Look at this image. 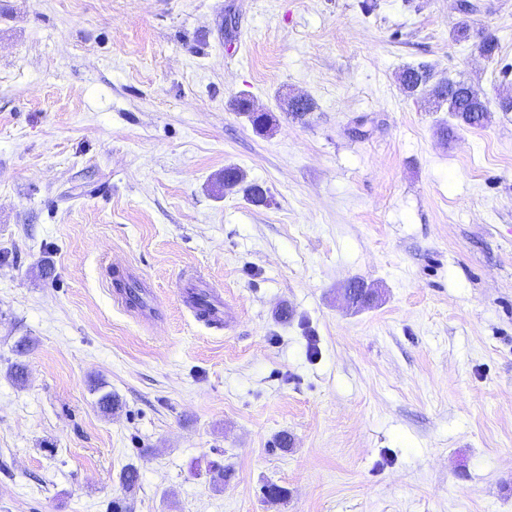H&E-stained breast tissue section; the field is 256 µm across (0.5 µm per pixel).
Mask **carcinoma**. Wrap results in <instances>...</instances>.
I'll return each instance as SVG.
<instances>
[{"label": "carcinoma", "instance_id": "1", "mask_svg": "<svg viewBox=\"0 0 512 512\" xmlns=\"http://www.w3.org/2000/svg\"><path fill=\"white\" fill-rule=\"evenodd\" d=\"M398 81L403 90L410 96L428 94L436 106L447 105L448 112L460 126H482L488 120L491 108L484 99L471 95L472 86L464 81H432L431 69L426 64H418L403 68L398 74ZM237 108L245 114L252 126L267 132L275 125V118L269 112H253L247 99L242 98L236 103ZM222 189L232 191L239 187L246 199L260 204L263 200L260 185L245 183L244 173L235 167L224 169Z\"/></svg>", "mask_w": 512, "mask_h": 512}]
</instances>
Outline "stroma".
<instances>
[{"instance_id":"obj_1","label":"stroma","mask_w":512,"mask_h":512,"mask_svg":"<svg viewBox=\"0 0 512 512\" xmlns=\"http://www.w3.org/2000/svg\"><path fill=\"white\" fill-rule=\"evenodd\" d=\"M471 2L0 0V512H112L129 465L131 512H512V112L445 140L397 79L512 93V0ZM237 108L245 114L252 126L260 131H270L275 125L276 119L270 112H251V106L247 99H239L236 103ZM244 183L245 175L240 169L235 167H227L224 169V178L220 185L224 191H233L235 188L240 187L248 201L261 204L263 195L260 187L262 186L256 183L246 185H244ZM263 190L267 192V189L263 188ZM203 294L207 297L208 305H210L206 309L199 305L196 300ZM181 295L185 304L191 309L198 320L216 324L224 320L221 296L214 290L210 288H196L194 284H189L187 288L182 289Z\"/></svg>"}]
</instances>
